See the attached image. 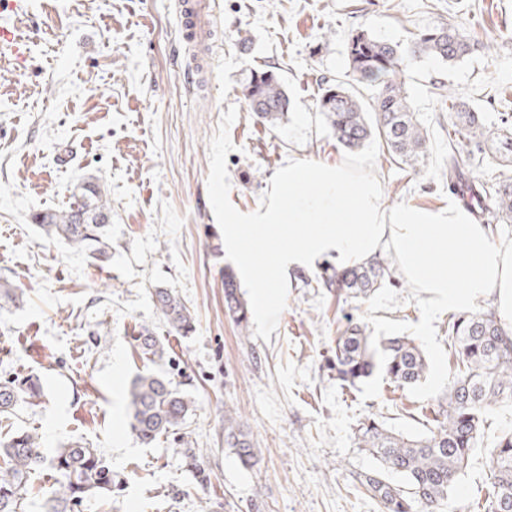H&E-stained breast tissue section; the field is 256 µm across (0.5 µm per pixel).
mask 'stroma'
Listing matches in <instances>:
<instances>
[{"label":"stroma","mask_w":512,"mask_h":512,"mask_svg":"<svg viewBox=\"0 0 512 512\" xmlns=\"http://www.w3.org/2000/svg\"><path fill=\"white\" fill-rule=\"evenodd\" d=\"M209 92L188 85L174 0H28L26 15L0 0V27L27 49L0 47V282L23 300L0 307V378L36 374L40 398L0 417V439L36 433L44 454L77 442L98 449L118 481L108 499L80 512H380L355 490L372 467L355 428L367 416L425 434L424 410L453 377L449 312L435 313L407 281L365 299L322 288L327 259L283 274L270 305L260 283L239 279L248 307L240 332L224 305V214L268 201L288 164L350 166L376 178L387 206H446L448 121L434 94L446 84L472 100L486 123L512 116V0H214ZM460 25L482 47L455 66L406 63L412 108L429 132L421 172L387 159L378 142L342 148L316 110L321 77L346 79L353 30L394 42L436 25ZM279 74L291 109L276 125L246 110L250 70ZM112 210L109 258L100 262L47 239L33 215L69 207L87 182ZM189 308V335L170 332L155 292ZM408 336L425 351L422 383L397 389L374 375L358 389L322 368L337 328ZM151 330L165 345L149 363L134 338ZM196 400L176 431L143 444L130 430L126 390L145 370ZM235 412L260 462L243 469L224 446ZM491 427L440 512H469L487 491L490 450L512 431V404ZM202 454L204 474L185 449Z\"/></svg>","instance_id":"1"}]
</instances>
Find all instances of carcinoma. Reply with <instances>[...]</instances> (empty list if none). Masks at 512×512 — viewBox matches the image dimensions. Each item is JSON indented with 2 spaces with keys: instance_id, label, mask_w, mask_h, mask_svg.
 <instances>
[{
  "instance_id": "cac0c4a2",
  "label": "carcinoma",
  "mask_w": 512,
  "mask_h": 512,
  "mask_svg": "<svg viewBox=\"0 0 512 512\" xmlns=\"http://www.w3.org/2000/svg\"><path fill=\"white\" fill-rule=\"evenodd\" d=\"M481 43L463 29L441 25L421 31L408 44L378 39L363 30L352 33L348 59L353 80L372 91L364 101L350 83L321 78L317 98L320 112L346 150L355 151L377 140L390 160L413 171L420 170L427 155V129L411 111L408 91L401 78L405 60L432 58L453 65L478 50ZM437 96L448 105V182L463 205L480 215L493 210L498 220L512 221V178L487 183L473 175L483 157L512 155V125L502 119L494 127L466 98L437 87ZM248 111L264 124L282 120L290 98L277 74L253 72L243 88ZM50 239L87 251L99 260L106 257L109 205L101 187L89 182L81 199L61 211L34 217ZM389 265L371 259L336 270L323 278V285L336 297H366L391 280ZM156 301L168 325L179 333L192 329L189 309L174 293L159 289ZM224 302L240 331L247 330L248 308L240 298L232 272H224ZM448 340L456 371L448 393L431 408L434 425L421 436L396 432L374 417H367L356 430L358 447L377 461V466L354 475L355 488L377 500L381 512H437L448 492L466 468L472 448L483 438L488 411L512 401V334L495 312H466L448 321ZM140 355L150 361L165 354L163 342L145 330L136 339ZM429 363L416 342L407 336L375 340L359 324L339 330L326 370L342 387L356 388L380 372L398 388L413 387L426 376ZM41 395L40 379L34 375L0 380V413L8 414L19 402ZM194 400L172 382L156 373L137 375L128 388V418L131 431L144 444L184 424ZM224 447L241 466L252 469L258 455L231 411L224 412ZM57 475L56 488L46 499L44 512H74L87 496L112 493V468L95 448L65 444L46 456L38 438L17 431L0 441V512H25L31 475L42 469ZM397 473L403 483L391 481ZM491 491L477 512H512V433L497 438L491 451L488 475Z\"/></svg>"
}]
</instances>
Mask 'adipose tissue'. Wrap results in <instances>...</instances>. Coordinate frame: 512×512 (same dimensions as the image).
<instances>
[{"label": "adipose tissue", "instance_id": "obj_1", "mask_svg": "<svg viewBox=\"0 0 512 512\" xmlns=\"http://www.w3.org/2000/svg\"><path fill=\"white\" fill-rule=\"evenodd\" d=\"M286 191L254 212L224 216V242L238 251L248 277H260L262 299L277 298L287 268L335 258L349 267L391 250L406 281L434 310L465 311L494 297L512 324V239L489 224L472 223L456 203L440 209L403 205L387 209L380 182L342 164H289ZM286 238L273 268L259 270L242 239L266 243Z\"/></svg>", "mask_w": 512, "mask_h": 512}]
</instances>
